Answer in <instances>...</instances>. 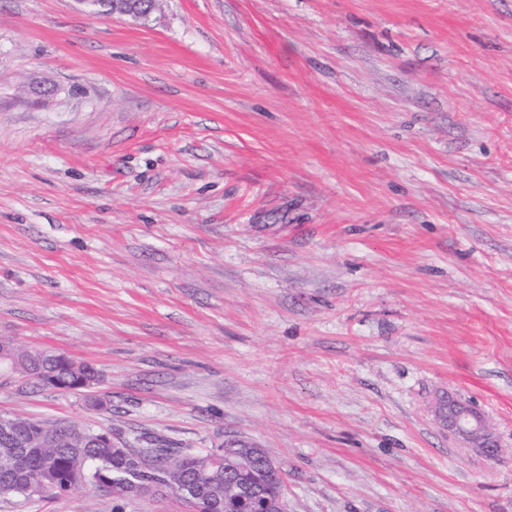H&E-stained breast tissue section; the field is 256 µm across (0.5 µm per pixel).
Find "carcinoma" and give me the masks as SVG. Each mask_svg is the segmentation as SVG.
<instances>
[{
	"label": "carcinoma",
	"instance_id": "cac0c4a2",
	"mask_svg": "<svg viewBox=\"0 0 512 512\" xmlns=\"http://www.w3.org/2000/svg\"><path fill=\"white\" fill-rule=\"evenodd\" d=\"M97 15H110L125 7L139 9L138 18L147 19L152 6L150 0H95ZM29 376L42 385L55 381L64 388L77 386L80 376L62 361L43 359L27 361ZM7 421L17 425L20 436L14 440L0 438V497L37 496L50 500L67 494L82 486H92L113 492L112 512H124V504L130 494L140 490L142 477L130 469V461L112 455V449L104 448L97 440L98 430L77 424L57 423L58 436L62 442L49 448L31 445L28 438L36 420L9 417ZM146 449L157 452L164 460H175L174 467L165 472L173 482L194 480L207 472L209 462L204 456L187 449L174 447L157 439L147 441ZM237 453H224L223 472L227 479L260 485L265 490L263 498L266 512H282L280 482L272 479L260 466L242 473L237 470ZM220 498L219 508L223 512H241L247 505L237 500L223 481L214 483L207 497L197 503L198 512H209L214 508L212 499Z\"/></svg>",
	"mask_w": 512,
	"mask_h": 512
}]
</instances>
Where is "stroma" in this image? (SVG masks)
I'll use <instances>...</instances> for the list:
<instances>
[{"label": "stroma", "instance_id": "35a3bbf8", "mask_svg": "<svg viewBox=\"0 0 512 512\" xmlns=\"http://www.w3.org/2000/svg\"><path fill=\"white\" fill-rule=\"evenodd\" d=\"M1 338L107 405L0 416L245 440L286 512H512V0H0ZM96 6L93 8L95 15H110L112 11H123L124 7L139 9L137 19H147L151 13H148L152 6L149 0L125 1V0H95ZM438 409L440 419L450 430L473 447L481 448L488 456L497 457L499 443L482 413L454 400L439 403Z\"/></svg>", "mask_w": 512, "mask_h": 512}]
</instances>
